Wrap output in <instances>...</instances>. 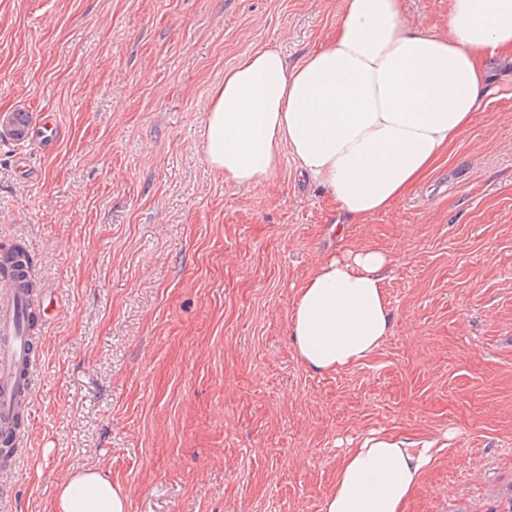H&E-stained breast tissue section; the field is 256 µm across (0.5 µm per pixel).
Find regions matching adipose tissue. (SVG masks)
Listing matches in <instances>:
<instances>
[{"instance_id": "1", "label": "adipose tissue", "mask_w": 512, "mask_h": 512, "mask_svg": "<svg viewBox=\"0 0 512 512\" xmlns=\"http://www.w3.org/2000/svg\"><path fill=\"white\" fill-rule=\"evenodd\" d=\"M512 62V0H450L448 31L408 18L404 0H342L336 33L302 63L275 47L244 56L210 95L205 162L240 185L290 155L350 223L406 196L492 97L485 58ZM390 258L362 248L322 259L299 286L289 330L318 372L362 362L392 332ZM433 441L370 434L336 470L322 512H406ZM124 492L88 469L60 482L51 512H127Z\"/></svg>"}]
</instances>
